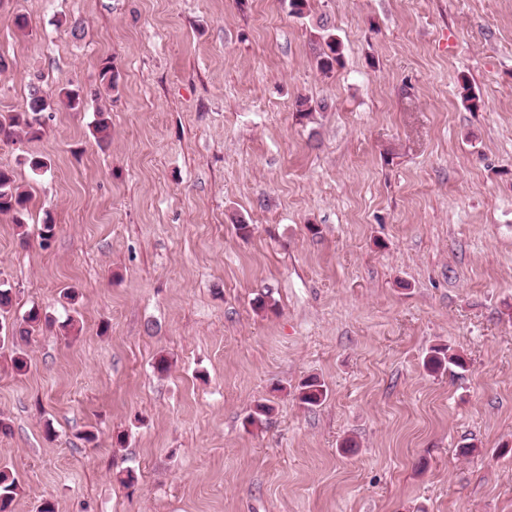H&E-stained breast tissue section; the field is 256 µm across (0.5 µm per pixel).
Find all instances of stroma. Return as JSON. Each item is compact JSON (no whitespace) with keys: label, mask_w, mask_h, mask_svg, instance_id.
<instances>
[{"label":"stroma","mask_w":512,"mask_h":512,"mask_svg":"<svg viewBox=\"0 0 512 512\" xmlns=\"http://www.w3.org/2000/svg\"><path fill=\"white\" fill-rule=\"evenodd\" d=\"M309 3L0 0L1 116L34 84L122 76L0 142L31 196L0 217L10 319L64 320L79 293L77 332L33 335L25 374L0 347L13 512H512V0ZM436 345L466 371L428 372ZM311 39L315 51L316 68L324 77H330L343 65L342 43L333 32V28L324 17H320ZM294 392L295 399L307 409L322 405L327 398V389L317 377L304 380L295 388Z\"/></svg>","instance_id":"1"}]
</instances>
